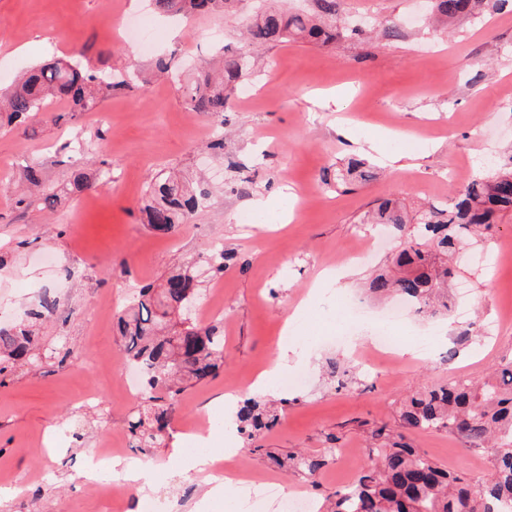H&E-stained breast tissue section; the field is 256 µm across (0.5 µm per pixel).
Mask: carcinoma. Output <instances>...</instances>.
<instances>
[{
    "label": "carcinoma",
    "instance_id": "obj_1",
    "mask_svg": "<svg viewBox=\"0 0 512 512\" xmlns=\"http://www.w3.org/2000/svg\"><path fill=\"white\" fill-rule=\"evenodd\" d=\"M232 0H151L154 9L171 15L222 14ZM486 0H434L438 15L450 18L481 14ZM310 17L283 12L263 13L247 29L252 44L313 39H336V26L328 18L336 14L337 0H314ZM243 57L221 54L213 70L199 76L185 94L191 112L224 116L227 102L242 75ZM127 87L79 62L57 58L32 68L13 88L0 94V124L21 123L45 112L56 100L65 99L73 112H89L115 89ZM27 192L19 203L53 209L57 195L42 185L41 171L26 165ZM151 202L144 207L145 223L167 234L185 223L199 207L203 193L174 174L156 180ZM506 212H512V157L495 172L475 177L458 190L451 208L430 204L408 211L391 201L367 214V222L384 224L406 236L407 245L394 259L399 275L379 273L369 281L375 295H397L428 318L448 314V266L450 255L474 232L491 230ZM234 255L225 251L209 255L210 271L224 273ZM201 282L191 266L170 272L156 285L140 288L117 314L116 329L127 362L141 375L146 405L128 420L132 447L149 452L167 444L173 406L181 394L216 373L224 365V324L215 319L202 324L196 301ZM57 300L42 295L27 312V319L0 326V374L17 362L39 364L40 356L56 358V348L40 349L35 321L53 314ZM402 426L410 430H446L458 435L470 449L488 453L493 477L486 482L467 479L423 455L408 443L386 436L383 448H367L360 474L348 488L327 498L328 512H499L512 503V361L483 382L460 377L409 396L400 410ZM277 414L262 396L245 399L236 412V430L244 447L258 450L256 437L272 427ZM336 449L319 454L289 452L270 459L313 483Z\"/></svg>",
    "mask_w": 512,
    "mask_h": 512
}]
</instances>
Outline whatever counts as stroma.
<instances>
[{"label": "stroma", "mask_w": 512, "mask_h": 512, "mask_svg": "<svg viewBox=\"0 0 512 512\" xmlns=\"http://www.w3.org/2000/svg\"><path fill=\"white\" fill-rule=\"evenodd\" d=\"M261 7L309 14L313 0H232L224 15L195 17L177 38L170 35L174 20L160 17L149 0H0V91L52 56L131 83L97 110L73 112L60 101L0 131V308L20 311L42 295L57 298L58 312L39 336L65 355L0 377V512H103L92 482L75 472L98 442L122 446L125 418L140 403L125 385L129 368L115 313L141 286L192 259L210 282L205 259L218 243L236 255L220 297L224 365L179 397L174 440L192 447L184 421L221 413L227 390L252 394L253 380L284 341L289 373L305 372L310 380L289 391L267 387L289 404L258 437V451L241 453L253 477L286 489L302 485L273 466L268 452H316L335 437L345 456L330 460L307 490L320 510L327 496L354 482L372 430L384 425L434 462L490 479L483 452L445 430L402 429L398 411L413 392L459 377L486 378L512 360V325L486 333L502 310L512 309V261L501 258L512 247L511 216L452 259L448 317L407 315L409 328L433 334L435 355L418 356L407 337L393 355L379 353L364 324L361 350L372 369L357 370L340 389L322 366L330 357H352L334 340L352 325L336 296H365V279L404 246L365 223L374 204L392 198L410 208L451 205L465 181L488 172L512 147V10L488 9L438 30L427 20V0H340V36L319 47L302 40L246 43L245 26ZM130 15L158 32L152 52L140 53L120 36ZM392 24L399 29L394 36L387 32ZM354 27L362 37H349ZM222 47L246 56L239 84L253 96L233 93L217 120L187 111L182 93ZM161 57L175 59L178 80L158 75ZM218 140L223 150H212ZM66 142L72 150H63ZM355 156L376 168V178L337 185V168ZM104 159L112 172L101 179ZM28 162L58 193L54 210L18 205ZM78 169L94 183L74 194L70 181ZM172 171L204 174L209 194L187 223L160 235L144 224L140 207L151 182ZM256 197L267 199L277 223L238 224V213ZM366 247L371 253L360 259ZM484 253L499 263L479 264ZM310 294L315 301L303 328L283 338L285 321ZM365 298L370 316L384 311L385 301ZM89 388L105 418L81 405ZM125 456L150 469L154 498L173 512H192L205 476L174 477L179 462L167 447L147 454L130 447Z\"/></svg>", "instance_id": "35a3bbf8"}]
</instances>
